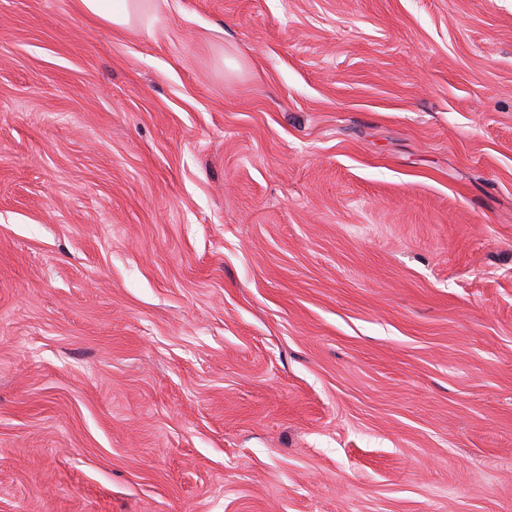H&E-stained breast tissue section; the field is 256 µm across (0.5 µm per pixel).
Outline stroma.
<instances>
[{
	"label": "stroma",
	"instance_id": "35a3bbf8",
	"mask_svg": "<svg viewBox=\"0 0 512 512\" xmlns=\"http://www.w3.org/2000/svg\"><path fill=\"white\" fill-rule=\"evenodd\" d=\"M0 512H512V0H0ZM145 0H77L85 14L98 18L114 28L131 26L140 16Z\"/></svg>",
	"mask_w": 512,
	"mask_h": 512
}]
</instances>
